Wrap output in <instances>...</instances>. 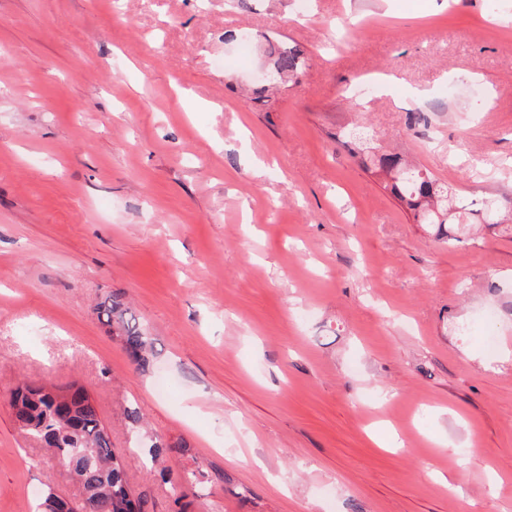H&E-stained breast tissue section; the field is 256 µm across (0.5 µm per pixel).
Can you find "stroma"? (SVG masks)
I'll return each instance as SVG.
<instances>
[{
    "label": "stroma",
    "mask_w": 512,
    "mask_h": 512,
    "mask_svg": "<svg viewBox=\"0 0 512 512\" xmlns=\"http://www.w3.org/2000/svg\"><path fill=\"white\" fill-rule=\"evenodd\" d=\"M280 40L305 67L255 100ZM357 127L449 192L512 190V0H0V392L80 381L144 512L191 470L187 512H512V224L436 241ZM132 405L188 445L170 480ZM49 486L80 495L0 403V512ZM96 310L98 318L112 335L120 338L138 368L145 367L147 356L155 352V342L131 309L109 293Z\"/></svg>",
    "instance_id": "1"
}]
</instances>
